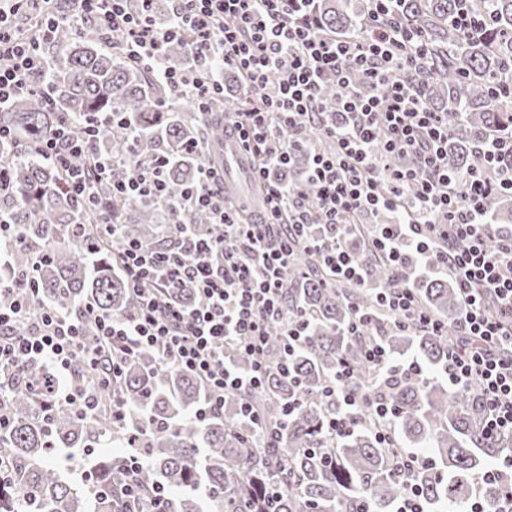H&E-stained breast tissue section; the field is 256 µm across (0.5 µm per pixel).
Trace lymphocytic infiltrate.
I'll list each match as a JSON object with an SVG mask.
<instances>
[{"label":"lymphocytic infiltrate","mask_w":512,"mask_h":512,"mask_svg":"<svg viewBox=\"0 0 512 512\" xmlns=\"http://www.w3.org/2000/svg\"><path fill=\"white\" fill-rule=\"evenodd\" d=\"M24 2L11 0L9 9L0 8V106L30 90L40 77L45 45L59 24L78 30L92 18L102 29L119 33L120 49L158 70L174 94L191 92L203 99L223 93L217 77L203 82L162 64L164 44L180 35L182 24H190L197 53L240 77L248 105L230 113L228 121L251 160L261 201L254 219L228 207L223 175L202 163L197 182L170 208L179 249L146 252L113 224L97 189L106 183L116 196L167 202L165 161L133 162L131 175L115 182L109 160L91 155L95 133L75 139L67 127L57 128L35 152L63 171L74 197L96 209L100 234L117 249L140 305L128 316L96 314L99 344L86 350L81 321L47 306L33 307L26 297L0 306V369L21 371L38 363L66 374L73 359L83 356L92 383L69 386L65 400L87 410L94 406V389L121 374L119 363L107 361L112 346L129 355L155 348L166 363L192 373L208 391L207 405L197 414L206 419L226 393L263 385L272 323H284L289 346L302 342L304 325L282 308L284 272L297 247L319 253L336 277L361 281L351 254L310 236L309 224L353 232L365 214L389 212L396 220L378 225L374 251L396 270L411 258L451 267L462 314L459 339L448 350V382L459 393L477 389L482 437L512 436V276L503 274L512 267V233L488 247L490 226L484 220L491 193H512V171L491 167L463 180L449 173L448 115L429 106L414 79L427 49L419 35L390 22L389 0H370L363 32L355 37L324 32L312 13L301 12L304 0H173V24L163 32L153 26L151 0H141L137 11L129 10L128 0H77L68 13L45 15L35 41L18 38L9 23L10 12ZM329 73L339 91L338 116L327 130L333 150L312 155L310 179L320 200V212L313 215L305 207V186L283 184L272 173L287 167L305 124L326 114L318 92ZM81 156L89 158V165L75 166ZM196 209L210 213L216 227L212 238L191 240L183 216ZM183 288L196 291V303L176 301ZM377 301L394 313L397 325H414L431 335L448 330L421 310L413 285L386 289ZM18 320L29 321L30 331L4 334V327ZM232 346L252 356L249 371L226 361L224 353ZM352 375L349 365H341L325 388L327 398L343 397L346 406L345 413L328 421L333 438L350 435L356 424L350 413L354 401L344 394ZM477 482L499 485L501 493L493 501L473 494L467 512H512V456L484 470Z\"/></svg>","instance_id":"lymphocytic-infiltrate-1"}]
</instances>
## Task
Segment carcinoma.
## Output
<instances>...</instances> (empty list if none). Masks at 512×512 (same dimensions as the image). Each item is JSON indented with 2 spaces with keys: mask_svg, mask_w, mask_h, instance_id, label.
I'll use <instances>...</instances> for the list:
<instances>
[{
  "mask_svg": "<svg viewBox=\"0 0 512 512\" xmlns=\"http://www.w3.org/2000/svg\"><path fill=\"white\" fill-rule=\"evenodd\" d=\"M155 26L172 21L165 0L151 5ZM484 23L479 33L465 34L452 19L459 9ZM321 28L337 35L359 34L365 22L363 0H314ZM393 17L400 26L422 35L428 57L416 72L427 85L433 110L448 113V170L463 179L483 170L482 153L492 139L512 138V97L499 92L512 76V0H397ZM46 77L39 87L0 107V129L29 151L66 122L76 138L99 125L97 154L110 158L130 148L135 158L168 161L169 199L195 182L202 163L185 147L211 145L220 162V129L196 96L169 93L157 71L112 50V38L92 24L77 36L61 26L45 47ZM162 61L188 70L209 69L194 52V35L169 43ZM326 140L325 127L310 124L288 172L301 176L308 148ZM10 193L0 198V214L15 224L22 242L3 239L7 283L39 262L33 305H49L77 317L91 304L98 312L127 316L137 307L112 248L102 245L97 212L77 201L55 166L33 156L9 165ZM112 221L126 238L151 251L177 249L178 238L166 231L168 210L150 201L114 196ZM487 212L496 224L512 223V194L492 195ZM185 221L198 235L213 227L202 211ZM83 234L75 235L76 225ZM351 252L369 282L366 288L342 285L321 268L312 252L300 250L285 273L283 307L306 326L304 342L288 353L283 327L268 331V380L244 394L224 396V406L205 421L195 412L205 400L197 378L143 349L122 362L115 390L100 389L98 406L85 414L55 399L57 380L42 365L20 376L0 371L5 425L0 427V457L7 461L10 482L0 484V512H145L153 491L164 494L163 512H360L367 501L375 512H392L401 497L404 476L395 471L400 443L426 451L412 471L432 512H461L472 495V473L512 454V440L481 439L476 396L448 388L445 368L455 341L461 301L452 278L424 276L413 280L420 305L448 322V335L428 336L403 330L377 308V294L395 282L394 272L371 249L365 232ZM371 321L352 336L355 312ZM386 348L394 367L379 371L365 357L366 346ZM415 356L420 368H408ZM347 362L355 380L346 390L355 399L354 432L331 438L327 417L339 414V401L323 389L340 364ZM393 407L399 443L385 448L375 437L371 399ZM124 405V418L112 416V401ZM299 401L284 416L283 406ZM249 403L260 421L277 431L262 430L242 413ZM56 448H86L90 482L78 484L53 458ZM145 458L136 475L143 495H124L131 479L127 459Z\"/></svg>",
  "mask_w": 512,
  "mask_h": 512,
  "instance_id": "obj_1",
  "label": "carcinoma"
}]
</instances>
